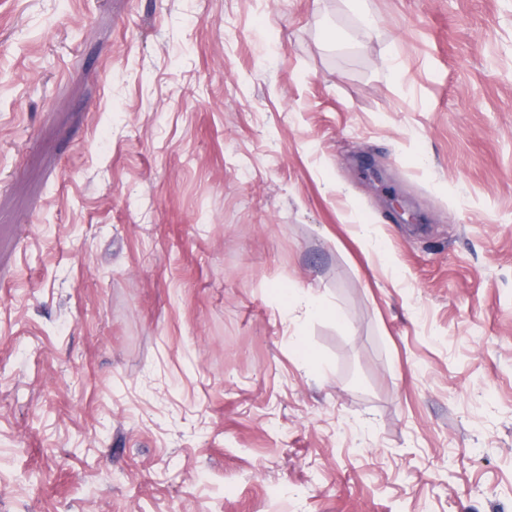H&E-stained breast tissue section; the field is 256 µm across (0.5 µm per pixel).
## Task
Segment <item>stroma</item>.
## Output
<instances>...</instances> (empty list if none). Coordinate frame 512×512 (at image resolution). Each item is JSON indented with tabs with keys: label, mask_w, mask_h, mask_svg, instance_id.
Wrapping results in <instances>:
<instances>
[{
	"label": "stroma",
	"mask_w": 512,
	"mask_h": 512,
	"mask_svg": "<svg viewBox=\"0 0 512 512\" xmlns=\"http://www.w3.org/2000/svg\"><path fill=\"white\" fill-rule=\"evenodd\" d=\"M365 8L0 0V512H512V0ZM282 305L285 308L292 307L295 304L304 303L312 314H321L326 312L323 302L311 294H303L294 289H285L281 291Z\"/></svg>",
	"instance_id": "35a3bbf8"
}]
</instances>
